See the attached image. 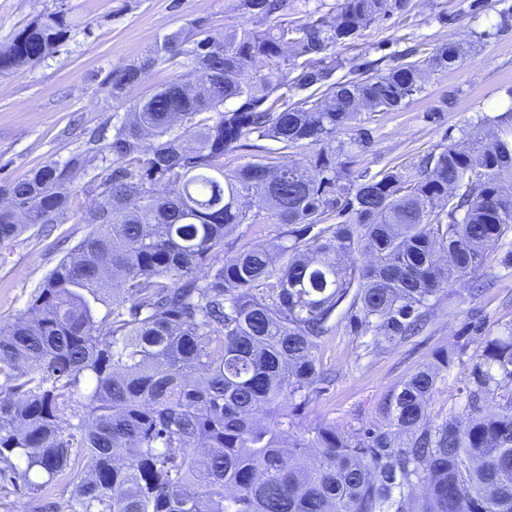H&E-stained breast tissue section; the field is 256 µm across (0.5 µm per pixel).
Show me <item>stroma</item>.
Returning a JSON list of instances; mask_svg holds the SVG:
<instances>
[{
    "label": "stroma",
    "instance_id": "stroma-1",
    "mask_svg": "<svg viewBox=\"0 0 512 512\" xmlns=\"http://www.w3.org/2000/svg\"><path fill=\"white\" fill-rule=\"evenodd\" d=\"M236 0H0V44L34 18L61 11L70 32L57 52L34 66L0 75V186L27 178L48 161L66 162L82 154L91 162L73 180L72 206L43 229H29L0 246V325L15 320L31 293L69 250L90 231L82 212L95 195L93 179L110 165L105 146L113 125L130 105L191 67L189 56L161 63L140 83L112 97V78L139 63L164 36L202 30L215 37L247 25ZM512 0H410L405 11L380 19L338 55L393 59L409 49L427 53L448 41L463 43V63L449 72L428 74L424 90L395 112L363 113L366 149L353 150V173L409 169L420 159L459 139L461 130L512 104ZM317 147L282 149L261 139L254 147L229 152L225 168L271 157L311 166ZM284 226L263 219L244 224L226 239L225 256L252 245H275ZM425 330L390 345L372 333L352 331L346 306H339L336 329L323 337L319 357L331 385L312 394L300 421L327 423L351 431L381 421L389 391L441 352L457 353L428 404L433 422L461 411L467 376L486 338L512 327V267L491 259L484 270L463 278L432 300Z\"/></svg>",
    "mask_w": 512,
    "mask_h": 512
}]
</instances>
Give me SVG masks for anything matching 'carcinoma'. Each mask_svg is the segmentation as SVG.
I'll list each match as a JSON object with an SVG mask.
<instances>
[{"instance_id":"cac0c4a2","label":"carcinoma","mask_w":512,"mask_h":512,"mask_svg":"<svg viewBox=\"0 0 512 512\" xmlns=\"http://www.w3.org/2000/svg\"><path fill=\"white\" fill-rule=\"evenodd\" d=\"M407 6L341 0L332 20L298 22L287 0H237L254 27L187 51L170 34L113 77L117 100L183 53L194 74L113 126L112 165L83 212L93 230L0 326V482L10 493L64 479L72 512H512V328L486 340L463 419L428 416L448 355L387 394L384 425L297 427L328 381L317 351L339 304L352 298L354 328L397 342L512 233V106L487 118L488 143L464 129L412 170L354 177L329 152L362 113L394 112L426 73L462 63L452 41L371 76L376 64L336 57ZM68 32L62 12L36 17L0 45V74L40 62ZM256 66L268 73L243 82ZM253 135L321 152L311 168L225 171L224 155ZM89 162L49 161L1 186L25 219L0 211V245L68 210L74 173ZM252 195L251 214L239 200ZM261 214L288 227L281 242L220 258L225 239ZM359 256L370 263L357 266Z\"/></svg>"}]
</instances>
